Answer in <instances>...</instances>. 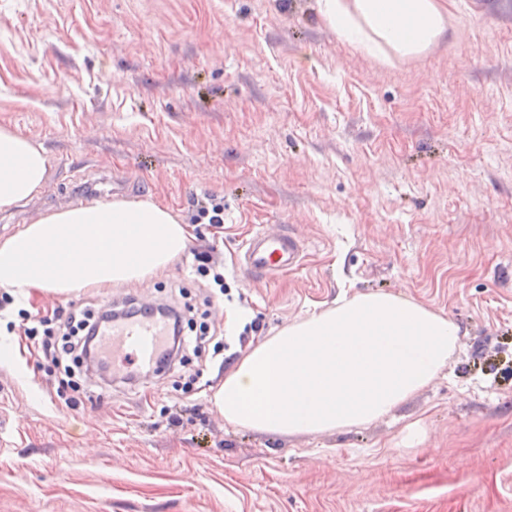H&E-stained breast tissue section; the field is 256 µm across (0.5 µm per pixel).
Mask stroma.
Returning <instances> with one entry per match:
<instances>
[{
  "label": "stroma",
  "instance_id": "stroma-1",
  "mask_svg": "<svg viewBox=\"0 0 512 512\" xmlns=\"http://www.w3.org/2000/svg\"><path fill=\"white\" fill-rule=\"evenodd\" d=\"M445 36L401 56L339 35L318 0H0V126L40 143L44 190L0 240L65 205L149 198L224 262L36 290L0 312V512H512V0H440ZM126 189H112L113 176ZM288 229L299 268L246 279L244 239ZM224 339L147 383H58L7 322L176 290ZM460 327L447 369L363 427L274 436L213 395L256 343L343 294ZM192 224H224V199L215 195L196 198L190 216ZM213 248H195L192 252L194 257V271L200 277H211V287L219 288L224 295V265L218 262L212 255Z\"/></svg>",
  "mask_w": 512,
  "mask_h": 512
}]
</instances>
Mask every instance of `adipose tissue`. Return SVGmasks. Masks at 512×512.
<instances>
[{
    "label": "adipose tissue",
    "instance_id": "1",
    "mask_svg": "<svg viewBox=\"0 0 512 512\" xmlns=\"http://www.w3.org/2000/svg\"><path fill=\"white\" fill-rule=\"evenodd\" d=\"M344 37L359 19L395 52L412 55L445 33L437 0H319ZM42 145L0 127V211L39 195ZM189 225L150 199L51 210L0 241V288L70 292L138 282L187 248ZM458 325L390 293L338 298L253 346L213 401L225 423L277 435L360 427L391 414L447 368Z\"/></svg>",
    "mask_w": 512,
    "mask_h": 512
}]
</instances>
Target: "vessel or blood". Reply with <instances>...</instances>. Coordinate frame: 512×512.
<instances>
[{
    "mask_svg": "<svg viewBox=\"0 0 512 512\" xmlns=\"http://www.w3.org/2000/svg\"><path fill=\"white\" fill-rule=\"evenodd\" d=\"M305 255L302 240L295 233L259 231L246 239L239 250L238 265L246 278L268 279L300 266ZM165 327L155 316L143 315L123 324L101 329L98 347L111 355L113 367L130 363L157 369Z\"/></svg>",
    "mask_w": 512,
    "mask_h": 512,
    "instance_id": "obj_1",
    "label": "vessel or blood"
}]
</instances>
